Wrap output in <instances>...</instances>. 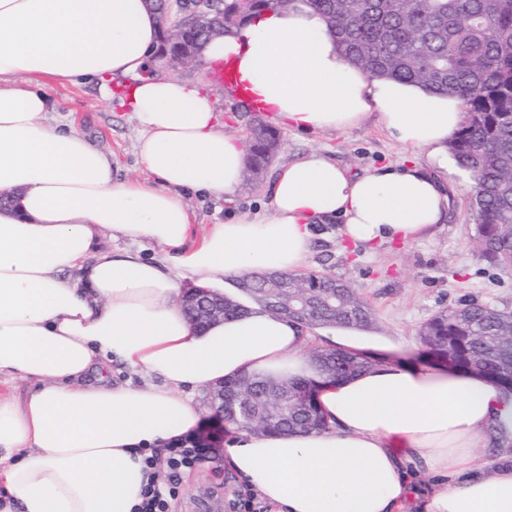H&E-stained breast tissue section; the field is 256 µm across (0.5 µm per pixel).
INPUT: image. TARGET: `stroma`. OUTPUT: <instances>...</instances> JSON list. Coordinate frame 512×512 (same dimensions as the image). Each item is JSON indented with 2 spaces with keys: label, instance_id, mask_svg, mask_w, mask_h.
I'll return each instance as SVG.
<instances>
[{
  "label": "stroma",
  "instance_id": "stroma-1",
  "mask_svg": "<svg viewBox=\"0 0 512 512\" xmlns=\"http://www.w3.org/2000/svg\"><path fill=\"white\" fill-rule=\"evenodd\" d=\"M49 93L57 102L59 115L74 116L91 142L111 154L119 177L152 182V175L139 162L136 144L140 130L130 112L117 101L103 99L92 84H55ZM279 132L282 146L274 160L278 166L317 151L350 172L360 173L405 157L404 150L373 125L336 133L283 126ZM272 184L267 175L225 201L204 202L192 194L186 200L203 227L223 222L241 210L265 213ZM452 193L450 218L432 239L373 249L341 239L337 225L323 224L308 265L309 271L349 281L366 296L374 310L373 327L408 344L406 357L410 360H423L419 330L440 310L473 301L512 311V269L490 262L476 246L477 229L469 206L472 188L456 186ZM203 492L218 504L219 512H252L245 503L244 482L223 458L184 473L172 503L174 512H192L194 498Z\"/></svg>",
  "mask_w": 512,
  "mask_h": 512
}]
</instances>
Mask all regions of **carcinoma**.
Returning <instances> with one entry per match:
<instances>
[{
  "mask_svg": "<svg viewBox=\"0 0 512 512\" xmlns=\"http://www.w3.org/2000/svg\"><path fill=\"white\" fill-rule=\"evenodd\" d=\"M291 0H255L245 9L240 0H224V18L210 15L206 29L188 42L201 55L210 41L233 32L252 15ZM338 34L344 55L372 77L421 83L460 98L467 112L449 147L475 175L471 201L477 224V248L498 266H512V0H311ZM279 133L266 123L247 140L246 181L265 173L273 159ZM263 274L254 273L243 293L277 315L263 296ZM338 300L308 316L311 325L361 323L372 320V307L346 280H336ZM428 352L452 367L466 370L473 362L494 379L512 370V312L481 304L441 310L421 328ZM321 371L332 378L348 377L366 367L350 354L314 351ZM263 393L288 385L306 390L309 402L301 413L288 406L257 422L239 415L228 423L261 432L320 430L323 416L313 398L312 382L270 376L247 377Z\"/></svg>",
  "mask_w": 512,
  "mask_h": 512,
  "instance_id": "1",
  "label": "carcinoma"
}]
</instances>
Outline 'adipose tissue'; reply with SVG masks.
Instances as JSON below:
<instances>
[{"mask_svg":"<svg viewBox=\"0 0 512 512\" xmlns=\"http://www.w3.org/2000/svg\"><path fill=\"white\" fill-rule=\"evenodd\" d=\"M160 17L145 0H0V488L19 512H133L151 476L145 452L194 435L193 396L242 376L312 381L319 432L235 433L228 467L272 512H512V455L486 474L476 450L512 446V390L487 376L401 359L402 345L359 326L309 327L257 305L201 328L194 289L235 296L249 270L297 272L317 227L380 245L432 236L474 177L450 151L462 101L416 82L371 77L343 55L308 0L262 12L206 44L247 103L302 132L374 123L409 158L349 173L318 152L280 167L264 216L203 232L185 201L237 191L246 156L208 85L151 76ZM127 89L137 153L155 176L119 178L47 83ZM126 247L103 244L105 232ZM160 247L154 260L139 245ZM369 359L342 380L307 347ZM144 374L113 381L112 364ZM427 473L436 487L420 485Z\"/></svg>","mask_w":512,"mask_h":512,"instance_id":"1","label":"adipose tissue"}]
</instances>
